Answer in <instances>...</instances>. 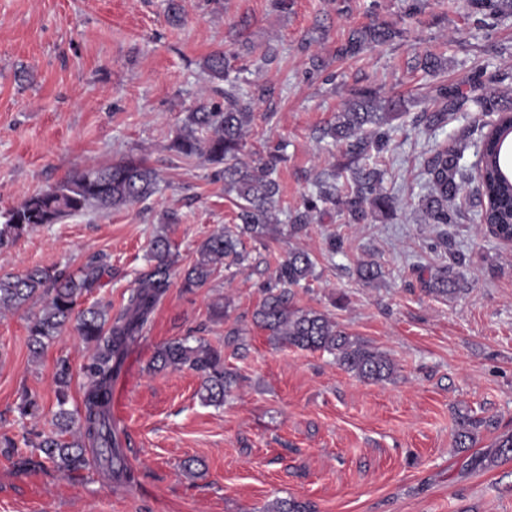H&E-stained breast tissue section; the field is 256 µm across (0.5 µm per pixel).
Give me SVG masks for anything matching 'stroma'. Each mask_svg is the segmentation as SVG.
Instances as JSON below:
<instances>
[{
    "label": "stroma",
    "instance_id": "obj_1",
    "mask_svg": "<svg viewBox=\"0 0 512 512\" xmlns=\"http://www.w3.org/2000/svg\"><path fill=\"white\" fill-rule=\"evenodd\" d=\"M169 2L0 0V220L92 164L133 157L162 178L145 201L91 207L23 234L0 248V276L35 267L72 274L97 262L103 274L81 304L117 309L154 265L148 242L164 214L178 217L171 284L113 382L130 480L94 460L63 473L32 448L53 429L58 361L71 366V406L81 405L93 348L70 325L33 356L28 327L38 305L0 315V512H263L277 497L309 501L316 512H512V459L493 449L512 433V244L466 219L423 223L417 208L425 151L485 117L471 106L441 130L412 125L437 108L434 86L458 83L473 67L512 85V15L484 28L467 0H421L412 20L407 0H294L285 13L271 0H177L175 21ZM376 18L403 29L402 38L335 57L352 29ZM220 50L236 54V83L255 114L244 160L266 144L282 148L280 232L251 245L245 267L188 292L182 280L197 245L235 224L238 212L216 164L184 160L172 147L188 112L224 101V82L203 69ZM427 53L445 58L446 69L431 76L413 68ZM316 59L325 68L314 75ZM366 85L410 101L403 131L375 159L396 209L368 224L317 215L289 237L311 180L341 154L320 128ZM333 235L343 242L337 254L328 250ZM292 248L316 263L295 305L328 313L386 352L394 380L360 381L328 354L273 345L254 324L259 286ZM452 251L464 260L467 291L426 294L422 274L448 264ZM364 260L382 271L368 286L356 273ZM224 303L227 318L215 319ZM234 327L247 350L225 357L239 381L224 405L201 403L194 371L148 368L168 342L220 348ZM26 394L42 406L39 417L20 418ZM462 414L486 422L475 447L456 444Z\"/></svg>",
    "mask_w": 512,
    "mask_h": 512
}]
</instances>
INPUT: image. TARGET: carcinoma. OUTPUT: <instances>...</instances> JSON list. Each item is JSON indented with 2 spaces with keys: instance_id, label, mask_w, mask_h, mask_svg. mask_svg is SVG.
I'll return each instance as SVG.
<instances>
[{
  "instance_id": "1",
  "label": "carcinoma",
  "mask_w": 512,
  "mask_h": 512,
  "mask_svg": "<svg viewBox=\"0 0 512 512\" xmlns=\"http://www.w3.org/2000/svg\"><path fill=\"white\" fill-rule=\"evenodd\" d=\"M477 24L492 26V21L512 13V0H469ZM402 36V30L375 19L350 31L336 47L339 58L353 57L371 45H381ZM234 55L215 51L204 61V70L213 80H229ZM446 61L426 54L415 59L414 68L428 74L444 69ZM437 109L425 112L420 122L430 129L447 125L448 116L474 104L493 120L481 126L476 142L457 136L431 150L425 159L426 193L419 197L418 210L426 224H455L462 215L472 175L466 152L475 148L474 166L480 183L476 189L473 212L478 223L492 228L496 238L512 240V168L502 153L503 142L512 136V89L486 90L484 71L475 69L456 84L434 88ZM408 112L407 100L385 96L371 86L349 92L343 111L336 120L321 129L320 139L329 138L343 146L341 160L311 183L303 199L304 211L288 225V235L306 230L309 216L330 209L347 224H368L375 215L396 208V197L383 189L384 173L366 163L372 153H381L399 130L396 121ZM254 115L239 88L231 83L224 89V104L202 103L187 116L173 140L174 149L185 159L201 155L222 166L224 193L234 195L238 223L225 227L202 241L196 258L186 271L182 287H204L221 267H242L248 261L243 237L261 240L276 231V207L281 193L277 168L280 147L266 149L258 163L242 162L245 133ZM206 136L200 137L198 133ZM158 173L141 159H125L110 166L91 165L70 178L27 199L11 210L0 224V247L12 243L24 233L46 224L82 213L90 207L108 210L141 202L158 190ZM150 254L156 261L153 270L139 279L115 317L109 307L94 304L77 309L79 299L89 292L102 273V267L88 264L78 273L63 276L48 269L34 268L23 276L0 277V310H18L30 303H42L29 326V341L34 356H40L67 323L76 321L81 339L94 346V354L84 372L90 380L82 406L68 408L71 367L62 359L54 374L56 386L55 431L45 435L36 448L58 470L73 472L88 464V451L112 465L119 458L118 441L112 426V380L120 372L130 348L142 337L150 316L169 287L173 253L170 238L160 232L150 241ZM462 266L458 259L422 279L429 294L446 297L467 286L465 275L454 271ZM315 263L308 252L288 250L279 265L276 279L262 285V300L253 313L254 323L265 330L276 346L320 351L333 357L344 371L367 383L392 380L397 365L383 351L348 334L321 311L298 308L293 303L295 288H304L315 277ZM152 368L191 369L203 378L199 391L206 405L219 406L237 386L234 372L224 367L221 352L202 340L169 342L153 357ZM486 421L461 417L456 443L472 448L476 433ZM265 512H314L312 505L296 498H277Z\"/></svg>"
}]
</instances>
